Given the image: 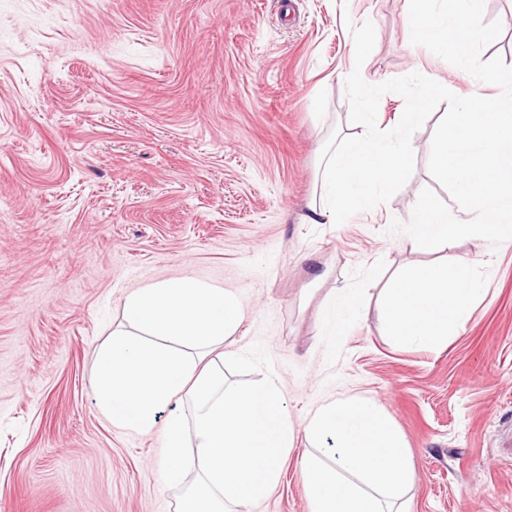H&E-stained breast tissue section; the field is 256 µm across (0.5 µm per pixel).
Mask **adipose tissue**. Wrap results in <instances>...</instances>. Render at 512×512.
Instances as JSON below:
<instances>
[{"label": "adipose tissue", "instance_id": "ef3b65f1", "mask_svg": "<svg viewBox=\"0 0 512 512\" xmlns=\"http://www.w3.org/2000/svg\"><path fill=\"white\" fill-rule=\"evenodd\" d=\"M480 292L465 262L409 269L393 278L380 314L399 341L438 344ZM125 316L129 329L114 330L98 354L100 407L117 426L161 428L165 484L180 483L183 450L194 441L199 474L182 512H250L277 486L295 433L274 377L241 387L227 382L222 366L198 368L235 333L236 300L206 283L171 279L130 295ZM176 398L189 412L166 413ZM304 433L314 447L304 459L313 512H384L382 498L401 496L413 481L405 441L370 399L322 406ZM327 437L334 452L324 458L316 449Z\"/></svg>", "mask_w": 512, "mask_h": 512}]
</instances>
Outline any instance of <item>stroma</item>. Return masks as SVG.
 Wrapping results in <instances>:
<instances>
[{"label": "stroma", "mask_w": 512, "mask_h": 512, "mask_svg": "<svg viewBox=\"0 0 512 512\" xmlns=\"http://www.w3.org/2000/svg\"><path fill=\"white\" fill-rule=\"evenodd\" d=\"M406 0H0V512H180L197 479L161 478L160 430L107 418L96 352L127 296L185 278L242 309L221 345L247 386L276 376L302 431L322 405L374 401L403 435L401 512H512V243L414 249L407 223L439 105L388 202L313 224L322 149L352 131L350 25L362 67L470 85L410 49ZM473 263L481 293L446 345H404L376 315L398 269ZM357 294L352 318L336 298ZM297 441L251 512H312Z\"/></svg>", "instance_id": "obj_1"}]
</instances>
